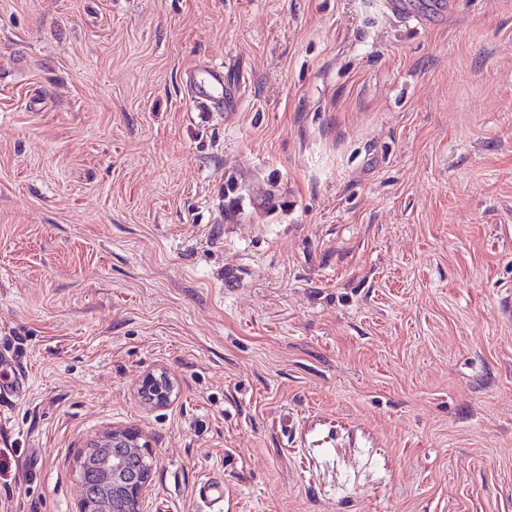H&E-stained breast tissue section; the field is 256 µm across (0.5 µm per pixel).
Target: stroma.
<instances>
[{"label": "stroma", "instance_id": "35a3bbf8", "mask_svg": "<svg viewBox=\"0 0 512 512\" xmlns=\"http://www.w3.org/2000/svg\"><path fill=\"white\" fill-rule=\"evenodd\" d=\"M449 2L0 0V512L128 424L142 512H512V0ZM187 95L197 106L207 111L230 110L236 106L234 95L224 83V66L208 62L188 76ZM27 384V375L19 365L14 367L13 379L0 381V395L4 401H12L10 397L19 398L23 395L25 385ZM176 385L169 373L163 368L145 371L138 383L137 392L149 407H160L171 402Z\"/></svg>", "mask_w": 512, "mask_h": 512}]
</instances>
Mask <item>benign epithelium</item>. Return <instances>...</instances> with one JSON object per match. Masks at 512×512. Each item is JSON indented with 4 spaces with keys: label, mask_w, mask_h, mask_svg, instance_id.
<instances>
[{
    "label": "benign epithelium",
    "mask_w": 512,
    "mask_h": 512,
    "mask_svg": "<svg viewBox=\"0 0 512 512\" xmlns=\"http://www.w3.org/2000/svg\"><path fill=\"white\" fill-rule=\"evenodd\" d=\"M176 385L163 368L145 371L137 392L154 408L171 402ZM152 451L136 426H114L84 448L77 463L80 498L77 512H140L149 490Z\"/></svg>",
    "instance_id": "benign-epithelium-1"
}]
</instances>
